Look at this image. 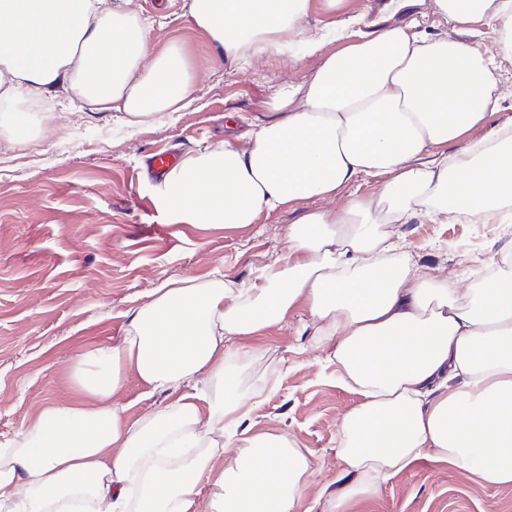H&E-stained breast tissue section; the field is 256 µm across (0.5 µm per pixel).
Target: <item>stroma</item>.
<instances>
[{
    "mask_svg": "<svg viewBox=\"0 0 512 512\" xmlns=\"http://www.w3.org/2000/svg\"><path fill=\"white\" fill-rule=\"evenodd\" d=\"M190 0H131L148 24L151 52L181 45L193 75L190 103L139 125L123 113L72 107L65 89L45 101L22 99L11 108L33 121L35 141L19 144L0 131V442L34 425L42 408L74 397L71 365L81 354L118 344L132 314L164 280L207 278L249 285L287 247L285 232L302 207L287 204L258 214L253 224L227 228L188 224L159 201L151 154L173 149L190 158L202 147H246L254 125L274 120L270 102L285 86L307 82L344 42L341 30L369 36L416 25L439 37L449 32L431 0H339L328 9L311 0L290 33L292 53L250 64L220 60L196 27ZM501 108L464 141H495L512 130V58L500 60ZM163 234H154V227ZM414 263L438 270L460 288H476L487 267L512 251V222L441 224L426 217L399 225ZM299 313L232 347L245 390L256 395L243 426L250 433L287 436L309 458L311 474L297 512H325L345 465L337 456L340 422L360 397L336 379L311 333L299 332ZM262 353L255 371L244 351ZM116 401L135 420L170 403L127 374ZM347 512H512V486L487 487L448 464L422 459L386 480L378 492L352 501Z\"/></svg>",
    "mask_w": 512,
    "mask_h": 512,
    "instance_id": "35a3bbf8",
    "label": "stroma"
}]
</instances>
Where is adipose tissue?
Returning a JSON list of instances; mask_svg holds the SVG:
<instances>
[{
    "instance_id": "1",
    "label": "adipose tissue",
    "mask_w": 512,
    "mask_h": 512,
    "mask_svg": "<svg viewBox=\"0 0 512 512\" xmlns=\"http://www.w3.org/2000/svg\"><path fill=\"white\" fill-rule=\"evenodd\" d=\"M309 4L191 0L190 15L221 58L246 63L282 50ZM433 8L451 35L409 25L347 43L279 91L281 119L255 126L247 148L201 149L165 176L163 206L190 224L306 209L251 284L218 270L164 281L119 344L78 357L73 381L92 403L48 404L0 444V512H193L206 486L214 512H296L302 449L277 434L224 435L253 406L226 350L295 309L362 398L341 420L346 480L327 512L424 458L512 486V269L459 289L414 267L395 230L419 216L488 224L512 203V142L440 151L501 106L495 57L512 56V0ZM473 24L501 33L498 54L462 40ZM61 86L132 125L185 107L192 75L180 45L151 54L144 18L114 0H0V102ZM379 176L376 194L323 207ZM129 370L173 402L127 420L113 396Z\"/></svg>"
}]
</instances>
